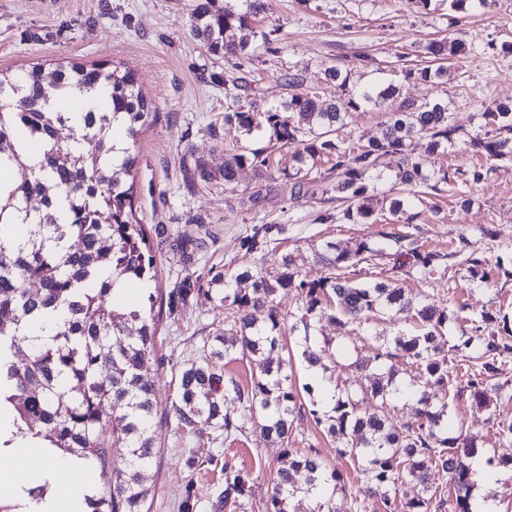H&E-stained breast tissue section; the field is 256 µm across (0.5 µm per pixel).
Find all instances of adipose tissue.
Segmentation results:
<instances>
[{"instance_id": "obj_1", "label": "adipose tissue", "mask_w": 512, "mask_h": 512, "mask_svg": "<svg viewBox=\"0 0 512 512\" xmlns=\"http://www.w3.org/2000/svg\"><path fill=\"white\" fill-rule=\"evenodd\" d=\"M15 431L13 413L0 403V501L20 503L21 512H88L85 471L77 459ZM38 486L46 492L35 506L29 492Z\"/></svg>"}]
</instances>
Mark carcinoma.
Masks as SVG:
<instances>
[{
	"mask_svg": "<svg viewBox=\"0 0 512 512\" xmlns=\"http://www.w3.org/2000/svg\"><path fill=\"white\" fill-rule=\"evenodd\" d=\"M268 8L266 0H237L233 9L211 10L209 0H192L191 17L206 49L216 56L241 59L252 55L257 45L236 36V31ZM433 58H461L467 47L460 39L433 41L425 46ZM405 81L437 83L446 76L441 67L402 64ZM326 77L336 82L340 98L326 103L317 92L304 87L300 77L288 75L292 94L280 106L263 112L234 108L224 113V128L250 135L269 134L272 146L293 147L294 165L284 172L292 183L293 198L328 194L323 184L334 182L336 199L348 206L340 219L347 224H373L374 209L368 204L375 190L374 175L383 158H397L392 191L441 196L462 193L461 186L484 179L475 168L455 186L448 173L428 175L416 156L421 138L426 150L442 144L463 145L464 150L495 159L512 160V105H484L481 132L466 139L453 124L448 103L420 104L398 101L400 85L379 80L366 86L350 82L349 72L330 68ZM99 87L109 89L97 108L85 113L83 123L71 125V117L55 107L64 97L90 94ZM0 100L8 109L0 111V167L7 164L20 174L10 187L0 186V353L16 352L26 345L30 354L22 362L0 356V401L16 412V425L30 434L66 448L87 461L121 460L112 488L88 500L91 512H149L150 490L141 471L157 457L153 437L154 379L147 360L156 345L154 305L167 309L168 317L180 316L195 297L220 286L219 302L228 310V329L206 345L204 357L177 372L178 393L172 417L181 429L197 426L241 432L250 422L283 447V458L267 488L264 512H294L297 495L312 496L316 512H336L332 500L343 476L322 459L316 449L305 452L292 447L294 419L309 413L315 422L340 443L339 454L348 455L365 476L364 496L379 497L383 512H436L432 498L417 496L405 501L397 497V483L404 476L427 490L436 482L449 485L455 496V512H472L468 459L476 448L466 439L440 437L445 430L448 403H435L426 392L408 389L398 380L406 366L426 377L430 386L448 385V355L441 347L448 311L426 301L414 302L392 280L359 283L352 278L356 267L379 254L362 241L354 250L333 241L325 244L326 264L333 271L313 280L298 278L291 262L277 269H239L186 273L156 299L148 295L149 307L128 306L116 300L118 280L150 281L156 276L155 247L166 245L183 266L194 264L206 248V239L176 235L164 225L149 226L136 216L134 176L136 143L141 128L152 115L135 74L107 62L61 65L50 82L39 66L20 72L0 70ZM379 110L386 113L380 136L365 143L339 138L354 112ZM69 126L70 141L58 139L60 126ZM93 140L97 153L87 157L85 141ZM268 148L244 147L224 159V185L237 182L240 169L251 167L264 178L270 167ZM322 157L331 162L332 176L312 175L308 161ZM272 188L258 182L241 200L249 208L263 205ZM109 222L101 223L102 214ZM285 231L282 224H259L240 240L247 253L268 249L273 236ZM423 279L431 277L448 255L421 253L415 249L393 253V268L408 265ZM37 284L32 291L27 284ZM296 292L298 314L307 334L301 352L307 369L324 362L330 341L308 334L311 324L328 319L341 325L370 328L388 315L412 318L421 333L403 332L389 338L369 334L373 356L360 358L354 367L367 371L369 385L361 391L382 407L395 402L415 406L414 419L388 420L382 409L368 412L354 390L334 385L330 409L320 412L318 402L305 408L303 395L313 396L307 383L297 390L282 372V361L273 357L278 348L282 314L277 298ZM267 310L264 324L256 323L251 310ZM63 311L48 342L35 344L24 331L33 317ZM232 353L258 358L260 374L245 389L224 377L217 362ZM512 353V345L488 338L477 356L479 369L470 374V388L478 402L487 401L488 378L498 374V357ZM109 371L106 380L100 373ZM238 404L239 414L227 406ZM108 402L118 412L112 421L102 420L100 407ZM254 479L224 463V486L216 496L218 512L228 506L241 507L254 494Z\"/></svg>",
	"mask_w": 512,
	"mask_h": 512,
	"instance_id": "cac0c4a2",
	"label": "carcinoma"
}]
</instances>
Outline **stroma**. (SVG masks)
<instances>
[{"mask_svg": "<svg viewBox=\"0 0 512 512\" xmlns=\"http://www.w3.org/2000/svg\"><path fill=\"white\" fill-rule=\"evenodd\" d=\"M260 25L271 33L269 50H258L236 66L206 50L192 27L190 0H0V69L38 65L48 79L61 64L107 61L133 70L156 112L137 141L136 216L187 238L210 227L217 239L207 260L216 269H272L289 257L302 277L316 279L327 272L317 258L326 241L351 247L364 240L379 254L360 265L359 281L394 277L409 296L447 308L448 384L434 395L448 404L449 434L471 439L501 474L484 496L494 500L498 512H512V443L496 435L498 423L512 422V354L499 359L488 406L476 405L466 375L471 355L488 336H503L501 318L512 321V162L475 159L449 147L423 153L426 173L479 166L487 175L462 195L416 196L406 217L397 218L390 215L388 201L396 161L386 158L375 181L373 224L313 223L315 199L290 197L283 177L292 165L286 150L272 152V191L259 209L238 202L258 183L251 167L239 171L229 190L219 176L230 141L224 114L232 105L263 110L286 101L291 73L316 89L321 100L332 102L338 92L326 80V69L354 60L351 80L365 85L376 79V66H393L404 54L417 58L428 41L443 37L463 40L468 55L449 62L447 83L406 82L401 95L419 102L447 99L453 123L461 132L476 133L484 103L512 100V53L503 50L512 44V0H489L464 12L450 11L448 0H429L424 7L413 0H270ZM359 54L364 57L360 63L355 60ZM198 159L214 172L211 182L193 180ZM254 224H282L286 231L265 253L248 254L240 238ZM388 231L408 235L420 251L446 254L445 269L426 281L410 266L394 271L395 246L383 238ZM464 239L489 259L490 281L473 276L458 256ZM486 312L495 315V323L473 331V320ZM225 315L216 298L201 295L178 319L158 323L160 343L148 367L155 381L154 417L161 422L155 435L159 453L142 472L151 512H179L189 477L197 512H213L227 461L249 472L256 488L249 503L226 512H263L261 499L282 453L279 444L253 424L224 439L208 429L189 434L163 422L177 393L175 372L201 356L206 338L223 330ZM293 439L296 447L317 449L342 473L336 512H378L374 502L360 509L359 473L311 417L295 420Z\"/></svg>", "mask_w": 512, "mask_h": 512, "instance_id": "35a3bbf8", "label": "stroma"}]
</instances>
